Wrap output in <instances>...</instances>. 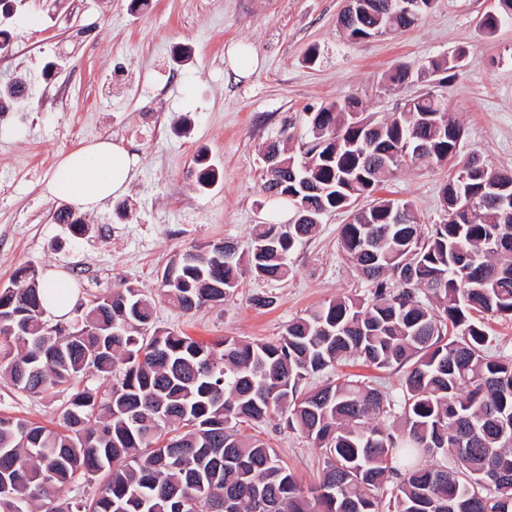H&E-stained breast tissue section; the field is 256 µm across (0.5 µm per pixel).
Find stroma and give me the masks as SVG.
<instances>
[{
    "label": "stroma",
    "mask_w": 512,
    "mask_h": 512,
    "mask_svg": "<svg viewBox=\"0 0 512 512\" xmlns=\"http://www.w3.org/2000/svg\"><path fill=\"white\" fill-rule=\"evenodd\" d=\"M344 0H27L0 27L11 31L0 53V85L24 78L26 100L0 114V286L26 263L67 274L79 300L131 285L153 304L156 324L206 341L234 336L274 341L295 317L343 295L366 296L338 248L350 220L325 215L315 237L289 258L286 279L245 274L224 303L183 314L161 290V274L194 244L231 241L247 247L268 220L262 149L284 140L303 152L311 112L349 97L365 116L384 120L406 99L440 95L461 125L462 154L512 170V23L492 35L480 27L497 0H437L414 26L367 41H348L336 26ZM232 41L252 44L264 68L238 84L224 77ZM315 61H308L309 49ZM465 52L455 78L416 79L391 90L385 74L399 63L444 60ZM122 142L139 158L127 192L82 213L88 233L72 235L54 215L64 200L47 181L62 156L91 141ZM206 152L219 173L207 190L193 162ZM449 166L404 169L381 196L411 202L423 227L446 214L441 190ZM273 297L268 308L254 296ZM349 374L367 377L395 399L403 368L345 362L307 379L305 388ZM62 395L34 397L0 374V411L51 424ZM303 485L323 467L319 448L273 421L247 426Z\"/></svg>",
    "instance_id": "obj_1"
}]
</instances>
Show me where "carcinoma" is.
Segmentation results:
<instances>
[{
	"label": "carcinoma",
	"mask_w": 512,
	"mask_h": 512,
	"mask_svg": "<svg viewBox=\"0 0 512 512\" xmlns=\"http://www.w3.org/2000/svg\"><path fill=\"white\" fill-rule=\"evenodd\" d=\"M339 26L393 33L415 24L391 0ZM481 28L512 22L498 0ZM24 80L0 88V112ZM430 93L374 123L359 101L310 115L311 140L296 157L269 142L286 168L266 172L264 192L293 205L288 223L256 225L245 259L224 265L230 242L193 245L164 295L185 313L222 303L248 271L280 280L289 256L318 225L305 213L333 212L370 197L387 174L463 166L442 188L446 214L470 202L471 219L422 230L409 201L376 198L352 211L339 248L366 283L364 299L339 296L288 323L274 342L233 337L206 344L155 326L152 303L125 287L76 305L62 321L44 306L39 269L20 266L0 288V370L18 389L63 393L55 427L0 413V512H512V358L489 352L473 314L512 318V173L464 158L461 126ZM201 188L217 179L208 155L194 158ZM402 210L404 222L389 223ZM74 235L76 213L55 216ZM376 369L407 367L401 396L346 377L312 389L302 382L349 359ZM89 375L106 388L84 384ZM392 416L391 431L376 422ZM276 417L321 450L318 484L304 487L266 443L242 424ZM102 479L84 499L71 485ZM391 484L389 498L379 496Z\"/></svg>",
	"instance_id": "cac0c4a2"
}]
</instances>
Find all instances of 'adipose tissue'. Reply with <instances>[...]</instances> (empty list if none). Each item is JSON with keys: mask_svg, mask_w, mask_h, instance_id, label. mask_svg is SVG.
<instances>
[{"mask_svg": "<svg viewBox=\"0 0 512 512\" xmlns=\"http://www.w3.org/2000/svg\"><path fill=\"white\" fill-rule=\"evenodd\" d=\"M138 159L123 145L101 139L64 155L46 190L51 197L95 211L124 193L135 176Z\"/></svg>", "mask_w": 512, "mask_h": 512, "instance_id": "obj_1", "label": "adipose tissue"}]
</instances>
